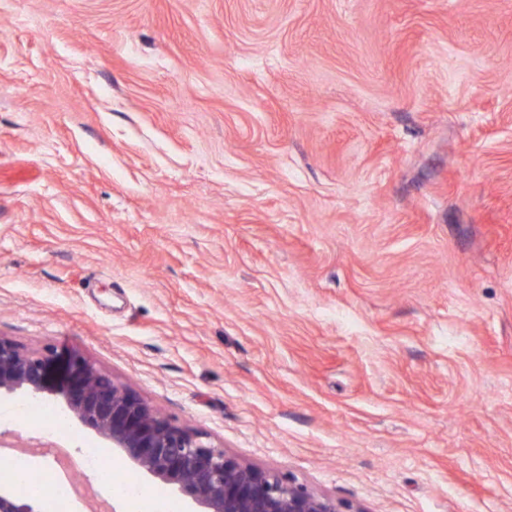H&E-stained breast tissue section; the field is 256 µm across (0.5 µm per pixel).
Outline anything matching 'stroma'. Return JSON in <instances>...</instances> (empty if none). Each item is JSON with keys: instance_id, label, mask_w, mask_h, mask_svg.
<instances>
[{"instance_id": "obj_1", "label": "stroma", "mask_w": 512, "mask_h": 512, "mask_svg": "<svg viewBox=\"0 0 512 512\" xmlns=\"http://www.w3.org/2000/svg\"><path fill=\"white\" fill-rule=\"evenodd\" d=\"M0 336L362 512H512V0H0Z\"/></svg>"}]
</instances>
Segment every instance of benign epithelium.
Here are the masks:
<instances>
[{
	"label": "benign epithelium",
	"instance_id": "obj_1",
	"mask_svg": "<svg viewBox=\"0 0 512 512\" xmlns=\"http://www.w3.org/2000/svg\"><path fill=\"white\" fill-rule=\"evenodd\" d=\"M17 393L61 400L71 419L141 473L169 486L190 503V512H363L226 454L78 353L54 347L28 351L0 336V400ZM0 512H42V505L13 485H0Z\"/></svg>",
	"mask_w": 512,
	"mask_h": 512
}]
</instances>
